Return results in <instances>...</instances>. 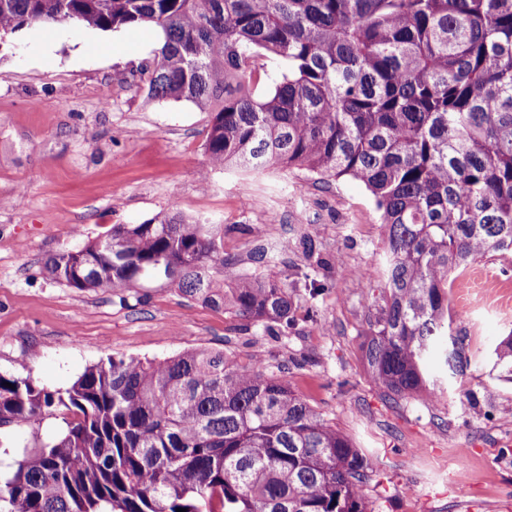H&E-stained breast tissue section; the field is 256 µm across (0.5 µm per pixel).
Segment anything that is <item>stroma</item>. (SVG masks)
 <instances>
[{
    "label": "stroma",
    "mask_w": 512,
    "mask_h": 512,
    "mask_svg": "<svg viewBox=\"0 0 512 512\" xmlns=\"http://www.w3.org/2000/svg\"><path fill=\"white\" fill-rule=\"evenodd\" d=\"M150 27L29 26L0 44V374L63 390L111 356L163 359L197 348L238 363L262 355L322 418L366 453L375 512H512V381L494 349L512 334V255L480 259L450 288L471 363L436 394L395 400L363 360L365 270L386 231L365 186L269 167L200 174L210 113L147 96ZM224 227L241 273L288 284L295 325L262 327L163 288L117 296L53 281L51 254L158 213ZM311 236L322 267L300 246ZM282 246L271 249L272 241ZM63 427L44 419L0 436V470Z\"/></svg>",
    "instance_id": "stroma-1"
}]
</instances>
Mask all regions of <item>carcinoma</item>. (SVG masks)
<instances>
[{
    "label": "carcinoma",
    "mask_w": 512,
    "mask_h": 512,
    "mask_svg": "<svg viewBox=\"0 0 512 512\" xmlns=\"http://www.w3.org/2000/svg\"><path fill=\"white\" fill-rule=\"evenodd\" d=\"M63 22L157 29L149 96L211 113L210 168L361 182L386 229L367 274L371 381L394 400L464 373L451 274L512 254V0H0L7 37ZM235 265L224 225L163 212L45 271L292 326L288 286ZM56 413L65 427L0 473V512H374L367 456L257 356H112L64 391L0 375V431Z\"/></svg>",
    "instance_id": "1"
}]
</instances>
